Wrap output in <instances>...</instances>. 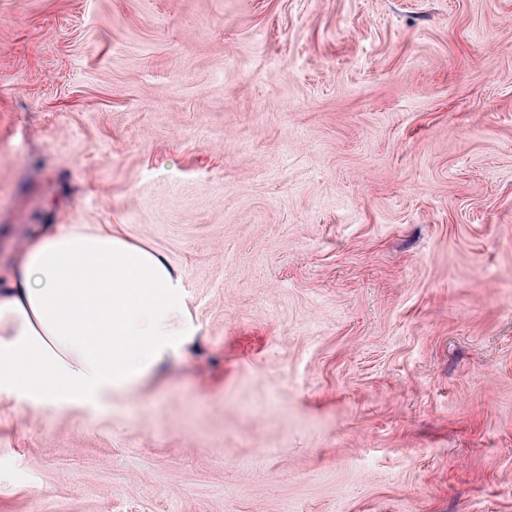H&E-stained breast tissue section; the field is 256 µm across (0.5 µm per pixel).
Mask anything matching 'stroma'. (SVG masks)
I'll return each instance as SVG.
<instances>
[{"label":"stroma","mask_w":512,"mask_h":512,"mask_svg":"<svg viewBox=\"0 0 512 512\" xmlns=\"http://www.w3.org/2000/svg\"><path fill=\"white\" fill-rule=\"evenodd\" d=\"M70 224L200 334L0 512H512V0H0V277Z\"/></svg>","instance_id":"stroma-1"}]
</instances>
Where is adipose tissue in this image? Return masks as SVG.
<instances>
[{"label": "adipose tissue", "mask_w": 512, "mask_h": 512, "mask_svg": "<svg viewBox=\"0 0 512 512\" xmlns=\"http://www.w3.org/2000/svg\"><path fill=\"white\" fill-rule=\"evenodd\" d=\"M199 333L180 271L118 224L48 230L0 281V397L96 404Z\"/></svg>", "instance_id": "ef3b65f1"}]
</instances>
